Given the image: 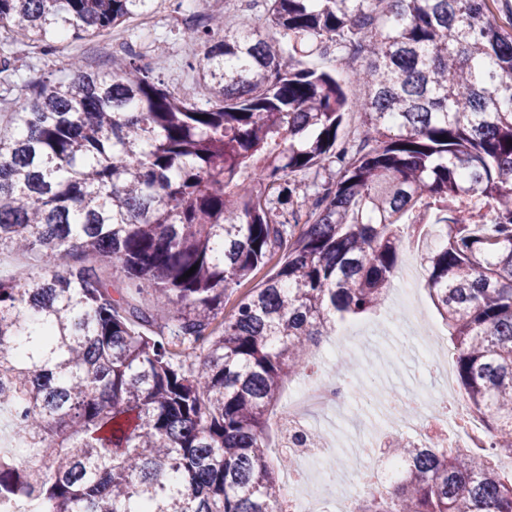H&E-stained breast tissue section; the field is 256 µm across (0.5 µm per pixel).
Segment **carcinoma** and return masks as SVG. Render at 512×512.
I'll return each instance as SVG.
<instances>
[{
	"label": "carcinoma",
	"mask_w": 512,
	"mask_h": 512,
	"mask_svg": "<svg viewBox=\"0 0 512 512\" xmlns=\"http://www.w3.org/2000/svg\"><path fill=\"white\" fill-rule=\"evenodd\" d=\"M203 2L183 36L205 104L127 50L30 80L0 124V255L38 258L0 277V416L29 448L0 451V512H276L283 388L337 322L384 304L411 238L488 441L393 438L403 474L358 512H512L487 464L512 457V33L486 0H264L224 28ZM156 5L0 0V34L54 54ZM330 49L366 56L364 99L304 66Z\"/></svg>",
	"instance_id": "cac0c4a2"
}]
</instances>
